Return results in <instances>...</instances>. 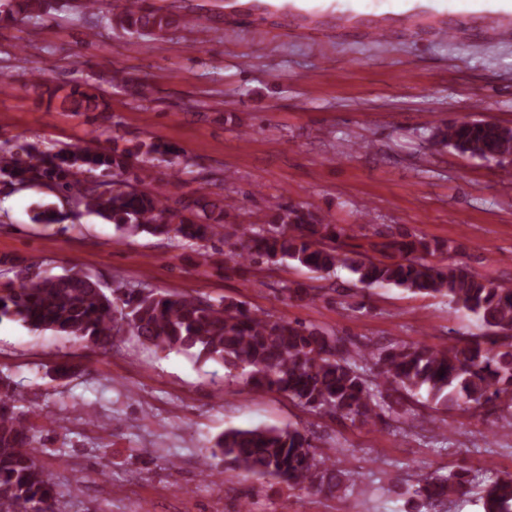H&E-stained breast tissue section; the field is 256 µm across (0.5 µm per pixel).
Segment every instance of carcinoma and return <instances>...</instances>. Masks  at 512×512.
Masks as SVG:
<instances>
[{
	"label": "carcinoma",
	"mask_w": 512,
	"mask_h": 512,
	"mask_svg": "<svg viewBox=\"0 0 512 512\" xmlns=\"http://www.w3.org/2000/svg\"><path fill=\"white\" fill-rule=\"evenodd\" d=\"M54 5L55 0H9L5 18L41 21ZM101 22L161 38L184 18L136 0L101 15ZM63 103L91 115L109 110L102 91L88 83L74 87ZM430 138L473 158L512 155V128L491 120L450 124L433 130ZM172 154L158 143L144 152L76 146L43 152L27 147L20 153L5 146L0 178L49 185L119 228L191 241L207 259L208 243L227 240L224 204L205 195L171 200L156 193L153 161ZM361 228L341 227L300 205L281 206L263 224L236 225V241L224 252V263L239 270L293 261L322 273L344 267L366 287L394 285L446 298L477 316L487 333L443 347L389 343L354 351L342 336L248 309L241 301L213 302L145 287L110 297L99 282L75 270L1 287L0 321H18L96 348L129 333L159 351H183L239 371L252 387L281 393L310 411L362 424L381 418L376 408L392 411L403 398L435 412L456 407L477 414L491 406L512 416V288L458 265L426 261L441 246L423 236L401 234L373 244L370 254L346 249L345 239ZM397 417L420 425L444 423L413 407ZM29 444L13 399L0 394V512H53L52 486L36 462L38 450ZM217 448L225 468L272 477L291 489L327 494L341 484L335 463L295 427L230 428ZM469 493L462 475L431 473L414 490L417 512H436L450 497ZM483 499L484 512H512V475L492 481Z\"/></svg>",
	"instance_id": "1"
}]
</instances>
